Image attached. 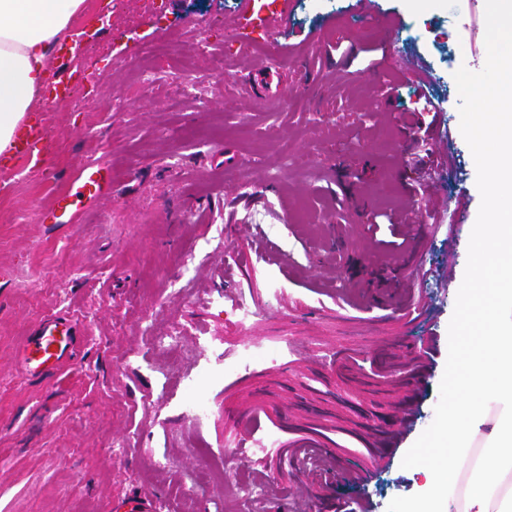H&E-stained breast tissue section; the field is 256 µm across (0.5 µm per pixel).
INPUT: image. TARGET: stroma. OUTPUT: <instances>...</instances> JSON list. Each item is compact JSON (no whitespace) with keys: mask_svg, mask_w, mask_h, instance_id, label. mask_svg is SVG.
I'll list each match as a JSON object with an SVG mask.
<instances>
[{"mask_svg":"<svg viewBox=\"0 0 512 512\" xmlns=\"http://www.w3.org/2000/svg\"><path fill=\"white\" fill-rule=\"evenodd\" d=\"M244 2L85 0L72 24L93 80L35 103L49 167H17L0 194V512H111L143 492L159 512H257L240 487L257 474L267 512H297L289 385L324 388L337 346L394 337L428 346L413 415L376 465L339 437L329 495L387 512L425 482L401 461L433 421L467 263L473 226L450 212L461 190L481 203L453 74L485 64V0H377V25L356 0H288L285 36L225 44ZM419 110L431 132L414 140ZM443 145L436 208L414 161ZM82 163L105 193L72 195ZM389 209L413 220V253L391 255ZM430 267L446 280L423 282ZM51 315L76 347L28 376L22 348ZM211 352L257 360L209 387L197 424L184 379Z\"/></svg>","mask_w":512,"mask_h":512,"instance_id":"35a3bbf8","label":"stroma"}]
</instances>
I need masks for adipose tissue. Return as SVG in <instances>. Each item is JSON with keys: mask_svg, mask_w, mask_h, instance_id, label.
Segmentation results:
<instances>
[{"mask_svg": "<svg viewBox=\"0 0 512 512\" xmlns=\"http://www.w3.org/2000/svg\"><path fill=\"white\" fill-rule=\"evenodd\" d=\"M85 0H0V152L28 112L50 52L71 30Z\"/></svg>", "mask_w": 512, "mask_h": 512, "instance_id": "obj_1", "label": "adipose tissue"}]
</instances>
